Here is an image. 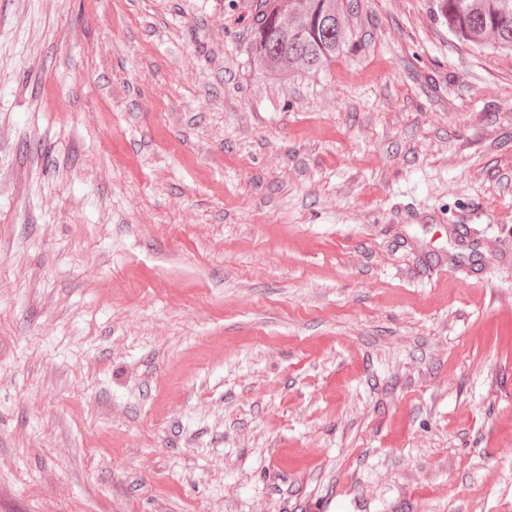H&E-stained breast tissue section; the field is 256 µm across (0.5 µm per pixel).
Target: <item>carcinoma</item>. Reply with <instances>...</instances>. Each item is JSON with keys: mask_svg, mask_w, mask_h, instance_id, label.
<instances>
[{"mask_svg": "<svg viewBox=\"0 0 512 512\" xmlns=\"http://www.w3.org/2000/svg\"><path fill=\"white\" fill-rule=\"evenodd\" d=\"M461 43L512 53V0H438ZM349 33L336 0H261L249 54L274 80L319 71L344 51Z\"/></svg>", "mask_w": 512, "mask_h": 512, "instance_id": "1", "label": "carcinoma"}]
</instances>
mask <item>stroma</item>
Listing matches in <instances>:
<instances>
[{
	"label": "stroma",
	"instance_id": "1",
	"mask_svg": "<svg viewBox=\"0 0 512 512\" xmlns=\"http://www.w3.org/2000/svg\"><path fill=\"white\" fill-rule=\"evenodd\" d=\"M257 2L0 0V512H512V56ZM336 0H261L249 54L256 70L281 80L319 71L344 51L349 33ZM334 15L332 21L330 16Z\"/></svg>",
	"mask_w": 512,
	"mask_h": 512
}]
</instances>
